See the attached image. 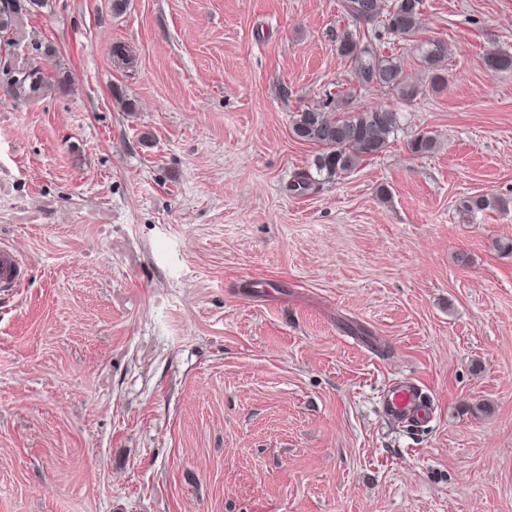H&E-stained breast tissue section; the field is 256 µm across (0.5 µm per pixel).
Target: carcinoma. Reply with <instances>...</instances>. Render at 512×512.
Listing matches in <instances>:
<instances>
[{
	"label": "carcinoma",
	"mask_w": 512,
	"mask_h": 512,
	"mask_svg": "<svg viewBox=\"0 0 512 512\" xmlns=\"http://www.w3.org/2000/svg\"><path fill=\"white\" fill-rule=\"evenodd\" d=\"M7 0H0V39L20 33V24L27 13L7 10ZM420 0H343L344 11L353 27L345 28L337 37L341 56L353 65L355 83L335 95H329L319 105L307 106L295 113L291 124L292 136L313 145V171L305 170L293 181V188L302 192L319 176L333 180L354 171L360 163L382 154L400 127L399 113L373 105L353 107L351 103L362 91L378 87L399 98L411 100L419 94L417 86L406 82L401 64L393 57H384L373 47L372 39L361 27L377 22L383 29L399 37L415 33L419 23ZM444 51L440 43H427L422 54L429 85L435 91L448 85L440 61ZM487 70L497 73L512 69V55L491 51L484 57ZM17 76L4 88V93L21 101L31 100L47 88L48 77L39 67L14 61Z\"/></svg>",
	"instance_id": "cac0c4a2"
}]
</instances>
